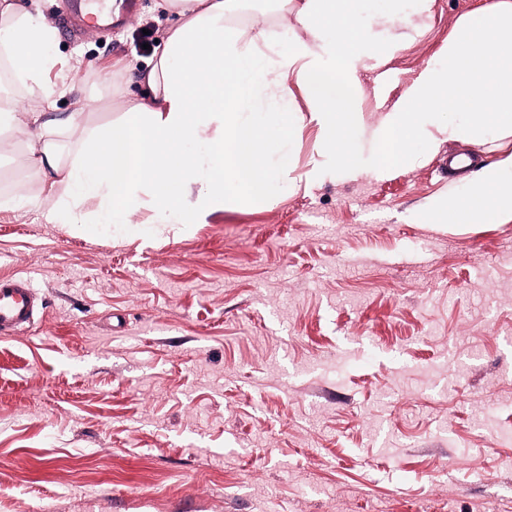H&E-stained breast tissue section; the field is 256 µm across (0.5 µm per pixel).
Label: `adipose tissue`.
<instances>
[{
    "mask_svg": "<svg viewBox=\"0 0 512 512\" xmlns=\"http://www.w3.org/2000/svg\"><path fill=\"white\" fill-rule=\"evenodd\" d=\"M176 16L164 47L143 75L142 96L119 93V116L86 128L81 113L68 123L79 132L71 162L46 141L47 125L19 102L0 104V132L28 142L27 165L43 177L51 205L48 224H79L81 204L100 199V230L143 235L133 223L152 208L165 223L187 224L191 209L244 197L270 200L272 174L262 159L272 140L288 134L294 89L311 105L323 145L349 177H382L412 164V142L427 147L458 138L481 141L488 129L512 135V0H491L475 23H462L443 60L424 67L398 108L368 131L374 150L353 155L348 134L362 131L349 83L364 59L383 54L377 32L359 25L361 0H304L297 20L307 32L277 50L270 28L245 37L237 21L247 0H170ZM56 32L45 17L17 0H0V48L28 102L50 94L45 75L56 64ZM269 90L271 107L255 104ZM23 100V101H24ZM437 223L512 221V150L473 175L463 194L436 199Z\"/></svg>",
    "mask_w": 512,
    "mask_h": 512,
    "instance_id": "1",
    "label": "adipose tissue"
}]
</instances>
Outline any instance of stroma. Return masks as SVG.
Wrapping results in <instances>:
<instances>
[{
    "mask_svg": "<svg viewBox=\"0 0 512 512\" xmlns=\"http://www.w3.org/2000/svg\"><path fill=\"white\" fill-rule=\"evenodd\" d=\"M57 29L45 110L96 126L125 69L172 24L166 0H136L111 29L62 27L64 0H21ZM487 0H366L360 23L388 50L365 60L355 96L379 123L463 20ZM297 5L264 0L249 31L303 29ZM151 27L144 36L143 27ZM267 157L270 203L153 222L145 236L47 224L0 210V275L42 303L0 340V512H512V222H435L461 191L448 157L482 164L512 148L413 143L383 178L339 175L311 105ZM25 146L0 135V197H41Z\"/></svg>",
    "mask_w": 512,
    "mask_h": 512,
    "instance_id": "35a3bbf8",
    "label": "stroma"
}]
</instances>
